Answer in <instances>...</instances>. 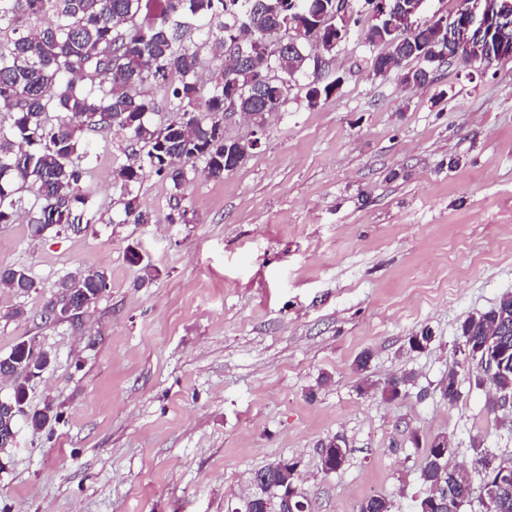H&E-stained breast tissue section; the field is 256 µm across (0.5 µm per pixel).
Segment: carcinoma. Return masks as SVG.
<instances>
[{
	"instance_id": "obj_1",
	"label": "carcinoma",
	"mask_w": 512,
	"mask_h": 512,
	"mask_svg": "<svg viewBox=\"0 0 512 512\" xmlns=\"http://www.w3.org/2000/svg\"><path fill=\"white\" fill-rule=\"evenodd\" d=\"M331 0H0V224H11L23 211L18 196L28 188L34 200L27 214L33 237L57 225L63 215L77 210L91 212V196L84 190L87 169L76 153L77 135L85 130L124 135L126 163L113 174L119 190L123 222L151 223L142 209L137 184L150 175L170 182L177 220L187 222L180 210L182 190L196 175V163L208 176L222 178L232 172L224 166V134L220 118L224 94L232 87L242 112H278L288 104L290 87L267 79L268 69L301 68L306 43L299 42L291 64L269 60L264 54V34H295L300 16L321 12ZM195 29L205 39L188 44L186 33ZM445 44L435 28L428 27L420 50L423 60L443 53ZM411 45L391 47L393 68L401 82L420 86L427 69L407 68ZM166 89L170 117L159 124L149 116L156 106L147 93L152 84ZM0 285L20 292L34 287L22 268L0 269ZM103 271H77L58 285V294L44 306L52 311L67 290L94 303L107 287ZM512 302L500 298L485 312L469 315L459 326V343L482 337L512 350V320L503 312ZM8 358L39 371L51 356L42 352L33 358L26 342L17 343ZM370 355L355 360L361 374L359 389L379 390L394 399L412 381L402 373L380 387L364 375ZM442 396L454 403L459 396L454 367L442 383ZM54 416L53 404L27 415L28 427L37 432ZM18 414L11 404L0 403V438L18 432ZM326 462L338 472L350 454L347 440L336 435L321 444ZM456 453L448 434L434 436L424 449L420 478L425 495L416 512H461L477 499L485 512L484 498L495 501L496 512H512V457L493 448L473 447L472 456L482 457L491 469L479 471V489L473 475L452 466ZM267 475L265 493L249 489L238 497L240 512H285L284 493L293 477H284L279 463L261 467ZM392 502L383 495L362 500L358 512H392Z\"/></svg>"
}]
</instances>
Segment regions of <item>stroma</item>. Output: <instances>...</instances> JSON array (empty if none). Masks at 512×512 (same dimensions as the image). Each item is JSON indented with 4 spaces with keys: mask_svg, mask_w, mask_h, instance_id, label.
<instances>
[{
    "mask_svg": "<svg viewBox=\"0 0 512 512\" xmlns=\"http://www.w3.org/2000/svg\"><path fill=\"white\" fill-rule=\"evenodd\" d=\"M358 17L322 70L338 90L311 107L294 89L259 149L185 186L187 223L169 222L155 176L137 187L151 223H122L126 142L88 132L96 223L36 238L26 219L0 224V269L35 282L0 288V356L22 340L50 352L28 408L59 414L0 454V512H227L282 459L314 512L375 493L415 512L435 435L460 462L476 435L512 454V408L490 412L465 379L455 403L440 393L460 323L512 293V63L376 78L382 48ZM77 270L106 272V291L78 319L42 320ZM425 328L435 341L410 351ZM365 351L373 381L412 373L405 393L360 392ZM339 434L351 454L327 475L318 448ZM0 285L20 292L34 288V281L22 268L0 269Z\"/></svg>",
    "mask_w": 512,
    "mask_h": 512,
    "instance_id": "stroma-1",
    "label": "stroma"
}]
</instances>
